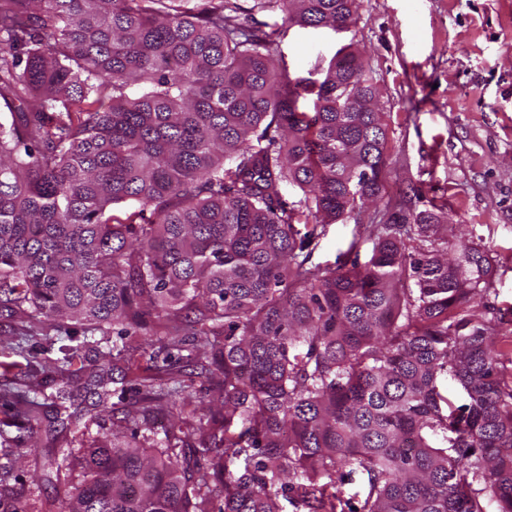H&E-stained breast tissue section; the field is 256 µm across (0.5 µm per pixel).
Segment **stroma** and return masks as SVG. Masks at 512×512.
Segmentation results:
<instances>
[{"mask_svg":"<svg viewBox=\"0 0 512 512\" xmlns=\"http://www.w3.org/2000/svg\"><path fill=\"white\" fill-rule=\"evenodd\" d=\"M362 59L381 89L388 125L385 194L362 221L380 224L446 205L455 234L479 242L493 263L489 302L495 336L512 335V0H357ZM348 34L291 29L281 51L291 75L303 76L317 55L333 54ZM64 324L0 315V388L37 392L21 371L28 353L58 357L70 346ZM74 392L76 426L56 433L41 425L42 448L76 451L112 431V415L88 409ZM22 512H58L72 480L43 486L34 456L15 469Z\"/></svg>","mask_w":512,"mask_h":512,"instance_id":"obj_1","label":"stroma"}]
</instances>
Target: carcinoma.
<instances>
[{
    "instance_id": "carcinoma-1",
    "label": "carcinoma",
    "mask_w": 512,
    "mask_h": 512,
    "mask_svg": "<svg viewBox=\"0 0 512 512\" xmlns=\"http://www.w3.org/2000/svg\"><path fill=\"white\" fill-rule=\"evenodd\" d=\"M252 2L0 0V309L83 337L27 360L51 403L0 392L26 429L0 448V505L23 497L9 477L43 409L67 428L58 400L98 334L115 354L94 406L134 400L81 456L41 449L45 481L78 472L61 512H512V379L469 309L488 256L419 212L372 225L361 258L379 86L353 38L306 77L280 52L294 27L352 31L355 0ZM255 9L281 24L251 26ZM338 222L347 249L310 266ZM191 362L211 406L190 403Z\"/></svg>"
}]
</instances>
